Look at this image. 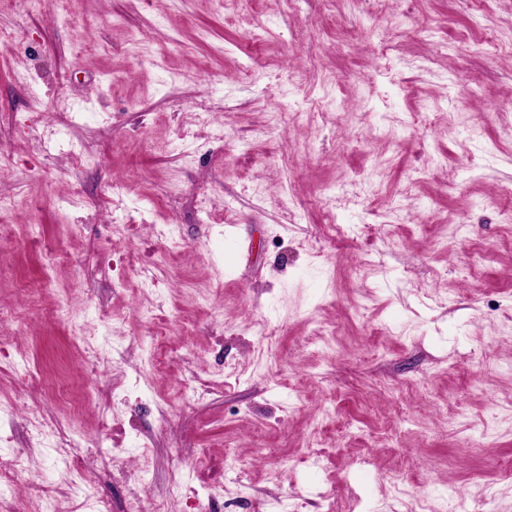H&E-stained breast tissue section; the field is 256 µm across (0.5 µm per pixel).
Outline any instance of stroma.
<instances>
[{"label": "stroma", "instance_id": "stroma-1", "mask_svg": "<svg viewBox=\"0 0 512 512\" xmlns=\"http://www.w3.org/2000/svg\"><path fill=\"white\" fill-rule=\"evenodd\" d=\"M1 33L0 512H512V0H0Z\"/></svg>", "mask_w": 512, "mask_h": 512}]
</instances>
